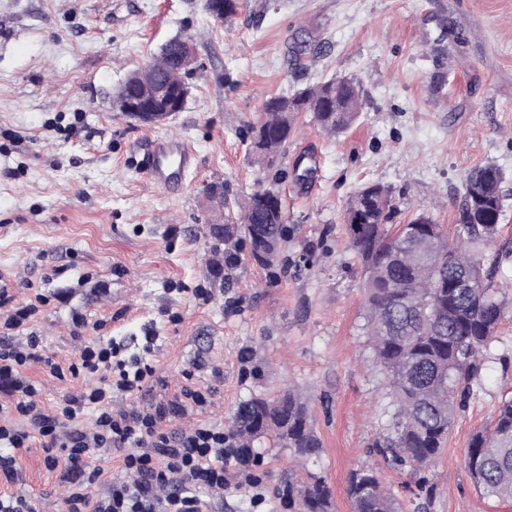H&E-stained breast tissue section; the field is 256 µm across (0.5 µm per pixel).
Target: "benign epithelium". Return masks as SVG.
<instances>
[{"label": "benign epithelium", "instance_id": "7a95c632", "mask_svg": "<svg viewBox=\"0 0 512 512\" xmlns=\"http://www.w3.org/2000/svg\"><path fill=\"white\" fill-rule=\"evenodd\" d=\"M177 46L178 52L173 55L162 49L119 86L114 99L118 111L143 123L158 124L184 108L189 96L186 76L195 68L196 56L190 40L181 38ZM160 72L166 74L163 82L155 81ZM254 194L279 214H285L278 192L260 187Z\"/></svg>", "mask_w": 512, "mask_h": 512}]
</instances>
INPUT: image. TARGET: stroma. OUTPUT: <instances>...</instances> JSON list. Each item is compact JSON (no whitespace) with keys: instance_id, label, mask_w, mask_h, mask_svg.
I'll return each mask as SVG.
<instances>
[{"instance_id":"stroma-1","label":"stroma","mask_w":512,"mask_h":512,"mask_svg":"<svg viewBox=\"0 0 512 512\" xmlns=\"http://www.w3.org/2000/svg\"><path fill=\"white\" fill-rule=\"evenodd\" d=\"M197 63L181 112L142 124L116 110L115 90L176 37ZM321 45L293 65L301 37ZM364 90L363 112L344 134L299 113L273 161L249 150L267 98L326 78ZM184 140L194 171L171 194L140 165L151 139ZM315 159L296 182L298 158ZM493 164L506 178L497 286L505 303L498 337L482 355V382L455 421L441 460L428 470L427 512H506L480 496L465 466L471 434L489 428L512 398V0H241L219 23L204 0H0V283L17 302L47 301L29 334L61 366L75 360L72 319L91 339L129 353L146 337L149 391L116 406H144L184 385L191 361L214 397L163 431L203 419L230 427L241 403L297 389L320 440L307 457L264 435L260 486L235 479L223 512H288L278 490L308 474L330 487L333 512H354L351 469L372 464L368 444L386 428V385L371 366L361 263L344 224L349 196L368 182L390 188L393 223L425 212L453 227L464 176ZM279 190L288 216L284 269L252 262L241 223L256 184ZM42 381L53 406L96 384ZM36 512H62L65 490L40 447L22 452Z\"/></svg>"}]
</instances>
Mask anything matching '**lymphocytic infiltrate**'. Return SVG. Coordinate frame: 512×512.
Masks as SVG:
<instances>
[{"mask_svg":"<svg viewBox=\"0 0 512 512\" xmlns=\"http://www.w3.org/2000/svg\"><path fill=\"white\" fill-rule=\"evenodd\" d=\"M43 297L18 306L0 289V512H35L33 499L17 489L22 480L18 453L39 444L44 465L60 473L66 487L64 512H201L199 491L223 499L228 464H243L222 428L200 420L167 433L162 423L211 403V386H181L172 399L116 408L112 401L140 393L153 371L141 358L122 359L112 342L73 334L77 360L61 368L35 336L22 329L40 311ZM41 364L51 374L98 375L96 385L62 398L53 408L41 400V383L21 377L23 367ZM119 459L121 476L104 480Z\"/></svg>","mask_w":512,"mask_h":512,"instance_id":"obj_1","label":"lymphocytic infiltrate"}]
</instances>
